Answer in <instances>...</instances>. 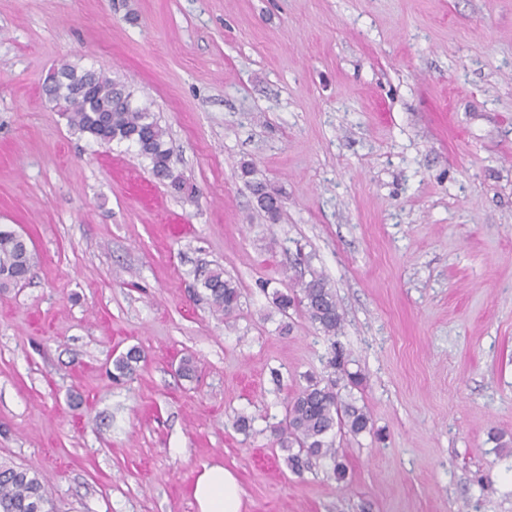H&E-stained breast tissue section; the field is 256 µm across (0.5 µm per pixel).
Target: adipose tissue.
I'll list each match as a JSON object with an SVG mask.
<instances>
[{"mask_svg": "<svg viewBox=\"0 0 512 512\" xmlns=\"http://www.w3.org/2000/svg\"><path fill=\"white\" fill-rule=\"evenodd\" d=\"M193 497L199 512H242V489L222 464H203L197 473Z\"/></svg>", "mask_w": 512, "mask_h": 512, "instance_id": "adipose-tissue-1", "label": "adipose tissue"}]
</instances>
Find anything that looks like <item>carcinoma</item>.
I'll return each instance as SVG.
<instances>
[{
    "label": "carcinoma",
    "mask_w": 512,
    "mask_h": 512,
    "mask_svg": "<svg viewBox=\"0 0 512 512\" xmlns=\"http://www.w3.org/2000/svg\"><path fill=\"white\" fill-rule=\"evenodd\" d=\"M46 94L52 103H62V115L69 127L102 143L126 142L148 162L152 175L165 181L177 193L188 190L186 181L172 163L168 131L147 103L133 104V92L116 78L92 70L80 72L64 63L51 77ZM257 206L269 219L277 220L280 211L278 193L261 181L252 182ZM35 264V254L27 243L0 226V289L26 281ZM210 307L216 315L229 318L240 306L241 292L220 268L207 271L201 280ZM278 313L303 307L312 324L330 340H336L343 327L336 293L327 280L313 273L282 292L272 293ZM141 352L128 350L113 361L112 377L132 376L141 362ZM331 372L322 378L309 377L306 385L286 402L285 418L273 428L277 444L287 453L291 471L302 474L316 464L329 469L333 478L346 477V465L340 459L336 437H358L371 432V418L365 406L354 397L343 398L339 384L343 378L359 387L363 378L345 369L342 353L336 351L328 361ZM0 512H53L51 492L36 469L0 461Z\"/></svg>",
    "instance_id": "obj_1"
}]
</instances>
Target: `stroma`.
I'll return each mask as SVG.
<instances>
[{
  "label": "stroma",
  "instance_id": "obj_1",
  "mask_svg": "<svg viewBox=\"0 0 512 512\" xmlns=\"http://www.w3.org/2000/svg\"><path fill=\"white\" fill-rule=\"evenodd\" d=\"M64 63L150 103L192 194L69 128L43 91ZM0 224L36 256L0 291V460L55 512H197L206 462L243 512H512V0H0ZM314 272L373 423L337 439L341 482L271 434L326 373L272 303ZM252 190L259 209L264 211L269 219L276 221L280 211L278 193L261 181L252 182ZM201 287L205 289L210 307L216 315L230 318L239 309L240 288L233 280L224 278V270H208L203 275ZM141 352L135 348L128 350L113 361L112 377L116 380L132 376L142 361Z\"/></svg>",
  "mask_w": 512,
  "mask_h": 512
}]
</instances>
